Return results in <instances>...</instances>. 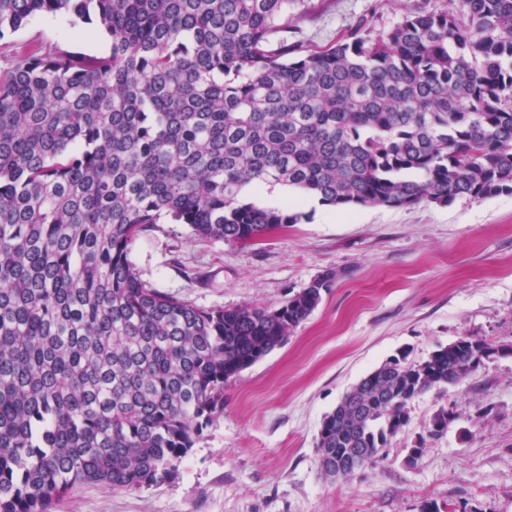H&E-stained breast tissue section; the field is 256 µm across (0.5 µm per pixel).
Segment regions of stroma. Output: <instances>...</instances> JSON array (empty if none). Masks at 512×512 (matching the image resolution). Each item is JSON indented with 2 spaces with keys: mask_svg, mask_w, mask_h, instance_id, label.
<instances>
[{
  "mask_svg": "<svg viewBox=\"0 0 512 512\" xmlns=\"http://www.w3.org/2000/svg\"><path fill=\"white\" fill-rule=\"evenodd\" d=\"M409 2L296 0L288 38L324 47L361 21L377 33ZM109 45L79 20L37 16L0 39V70L32 51ZM298 212L297 223L255 242L200 239L184 224L137 238L130 258L141 279L203 308L276 307L325 271L337 278L282 346L225 385L223 415L175 478L86 486L53 512H422L428 503L512 512V193L408 208L315 202ZM463 337L503 352L410 401L407 425L375 462L325 478L318 434L351 387L393 356L423 361ZM448 408L447 429L430 436Z\"/></svg>",
  "mask_w": 512,
  "mask_h": 512,
  "instance_id": "35a3bbf8",
  "label": "stroma"
}]
</instances>
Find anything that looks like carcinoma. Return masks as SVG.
<instances>
[{"instance_id":"obj_1","label":"carcinoma","mask_w":512,"mask_h":512,"mask_svg":"<svg viewBox=\"0 0 512 512\" xmlns=\"http://www.w3.org/2000/svg\"><path fill=\"white\" fill-rule=\"evenodd\" d=\"M291 0H0L111 38L0 73V512L85 485L174 478L224 384L283 345L332 272L278 308L205 309L140 279L155 224L246 243L297 223L247 201L288 185L339 208L512 193V0H414L391 29L275 41ZM462 338L393 358L325 416L320 456L408 422V398L473 372Z\"/></svg>"}]
</instances>
